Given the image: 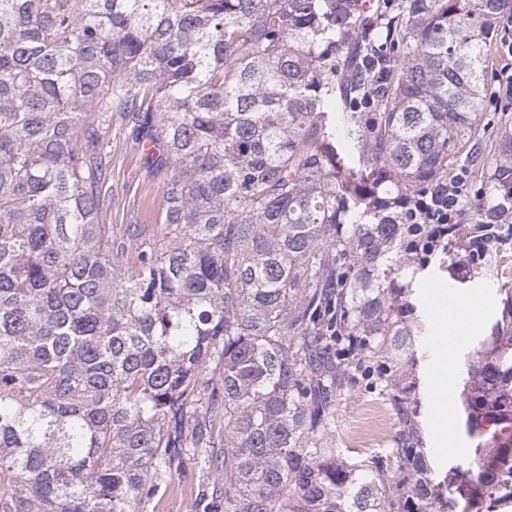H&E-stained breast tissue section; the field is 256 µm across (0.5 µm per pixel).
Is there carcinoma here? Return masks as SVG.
<instances>
[{
    "instance_id": "1",
    "label": "carcinoma",
    "mask_w": 512,
    "mask_h": 512,
    "mask_svg": "<svg viewBox=\"0 0 512 512\" xmlns=\"http://www.w3.org/2000/svg\"><path fill=\"white\" fill-rule=\"evenodd\" d=\"M512 0H0V512H139L178 453L224 512H508L512 295L467 364L477 446L435 481L408 353L410 202L473 186L448 273L512 260ZM158 182L108 221L112 113ZM400 429L317 444L360 379ZM510 57L511 54L508 51L501 52L497 57H492L490 60V72L491 76L493 77L492 81V90H497V97H494L496 100L495 103H493L492 107L489 108L486 112V120L491 119V123L497 122L498 119L502 116L503 118L505 115L509 118V120L512 121V99L510 96H506L504 93L499 92L498 93V82L502 80V83L500 82V86L506 87L507 93L512 94V72L510 71L509 74V68L505 67L501 70V73L497 75L500 72V67L503 63L509 62L510 63ZM512 58V57H511ZM509 59V60H508ZM497 75V80H496ZM494 80H496L494 82ZM498 81V82H497ZM502 105L506 107V111L503 112ZM379 402L392 418L393 426L388 439L374 447H360L349 439L348 433L357 417L361 407L368 401ZM399 428L396 416L387 395L384 393L378 396L377 391L371 390L368 386L344 395L337 407L334 419L324 432L318 448H323L324 456L331 459L355 462L360 459L369 458L373 455H383L386 448H391L392 440ZM320 446V447H319Z\"/></svg>"
}]
</instances>
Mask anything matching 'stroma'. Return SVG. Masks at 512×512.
Here are the masks:
<instances>
[{
    "mask_svg": "<svg viewBox=\"0 0 512 512\" xmlns=\"http://www.w3.org/2000/svg\"><path fill=\"white\" fill-rule=\"evenodd\" d=\"M132 127L120 114L112 116V212L111 221L118 225L140 224L150 220L148 200L157 192L155 184L144 179L141 155L132 141ZM512 288V270L497 269L491 273L471 274L467 283L452 280L447 270L440 268L438 262H431L429 268L417 278L413 285L410 300L417 307V313L424 319L427 331L416 346L417 397L421 402V416L425 424V440L428 457L436 470L437 476H444L448 469L449 457L441 453V436L436 431L438 395L433 389L430 371L440 368L442 362L452 365L449 373L453 393L450 397L454 411L451 418L457 435V445L461 448L471 447L472 442L463 430L461 406V378L464 370L463 358L473 345L474 336H486L490 333L492 323L501 315L502 304L500 289ZM454 295L456 299L472 301L487 299L473 336L453 339L446 350H439V332L435 325L439 310L434 304L435 295ZM378 400L386 403V396L376 391L361 388L344 395L337 407L336 414L324 432L319 443L325 457L354 462L373 455L383 454L384 445L361 447L352 442L348 436L361 407L368 401ZM176 470L172 480L178 486L175 494L165 495L163 499H146L140 505V512H198L197 503L202 491L210 487L212 478L202 469L196 457L180 456L175 461Z\"/></svg>",
    "mask_w": 512,
    "mask_h": 512,
    "instance_id": "obj_1",
    "label": "stroma"
}]
</instances>
